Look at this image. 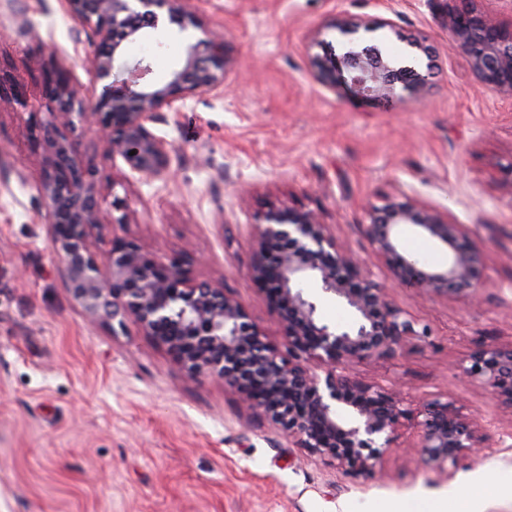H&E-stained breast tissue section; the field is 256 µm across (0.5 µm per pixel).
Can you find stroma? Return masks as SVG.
Returning a JSON list of instances; mask_svg holds the SVG:
<instances>
[{"instance_id":"obj_1","label":"stroma","mask_w":512,"mask_h":512,"mask_svg":"<svg viewBox=\"0 0 512 512\" xmlns=\"http://www.w3.org/2000/svg\"><path fill=\"white\" fill-rule=\"evenodd\" d=\"M188 5L223 25L234 66L223 95H195L153 124L174 147V178L125 181L92 134L81 139V163L127 203L125 235L160 256L192 245L203 258L194 275L222 281L278 346L281 327L249 274L255 212L272 203L320 212L385 282L391 273L366 234L371 210L403 194L438 209L490 255L478 299L392 290L426 334L353 374L396 388L408 409L453 402L480 425L484 449L440 473L408 453L419 435L408 419L374 470L350 477L293 447L222 382L186 376L136 324L90 325L40 221L42 150L30 124L50 106L38 95L40 63L58 57L87 96L94 46L74 41L61 0H0V64L31 102L0 106V512H456L466 497L474 512H512V409L460 376L470 354L512 344V96L474 77L444 27L446 0ZM381 17L396 31L365 39L426 70L415 95L368 101L313 74L311 56L342 51L333 22ZM316 30L317 47L306 40ZM125 51L148 57L161 78L181 43L172 32L162 48L139 40ZM399 242L432 267L448 263L449 247L420 229L402 227Z\"/></svg>"}]
</instances>
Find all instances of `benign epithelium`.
I'll list each match as a JSON object with an SVG mask.
<instances>
[{
	"instance_id": "obj_1",
	"label": "benign epithelium",
	"mask_w": 512,
	"mask_h": 512,
	"mask_svg": "<svg viewBox=\"0 0 512 512\" xmlns=\"http://www.w3.org/2000/svg\"><path fill=\"white\" fill-rule=\"evenodd\" d=\"M453 2L449 38L468 56L485 88L512 94V16L492 21L474 6L475 0ZM66 4L81 22L75 41L84 34L95 46L91 98L83 102L65 66H42L39 91L54 108L39 127L43 158L38 192L58 273L86 319L121 329L134 322L188 376L223 382L294 447L345 474L373 470L411 416L419 428L414 451L426 461L442 469L477 454L483 445L477 424L450 402L429 399L414 413L403 408L394 392L360 382L348 369L391 357L422 335L389 299V289L474 295L485 252L427 205L407 196L389 201L374 210L367 225V236L392 275L384 286L336 240L319 213L272 205L254 216L249 267L283 333V347L269 344L247 306L222 283L194 276L188 255L163 258L142 242L118 235L116 230L128 224L127 215L106 219L101 175L77 163L80 136L89 130L103 143L108 160H122L128 176L144 183L167 180L174 147L151 125L164 111H181L200 92L224 93L232 67L224 31L208 27L186 0ZM171 26L182 36V60L156 81L151 61L123 54V43L163 34ZM384 28L395 25L388 18L340 22L339 32L352 36L349 47L333 55L329 65L313 57V67L332 71L370 99L388 100L399 85L414 90L415 84L401 77L414 68L396 67L378 44L353 39L362 29ZM21 97L12 77L0 71V101ZM403 224L448 245V266L433 268L400 247L397 233ZM98 241L108 244L103 260L95 247ZM310 282L347 308L351 322L324 321L305 291ZM463 376L482 380L512 408V345L475 353Z\"/></svg>"
}]
</instances>
